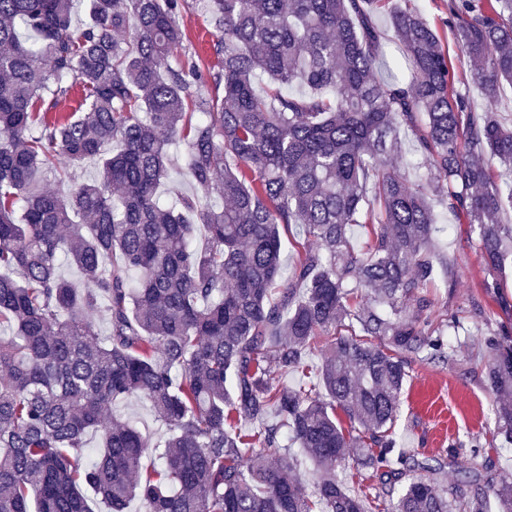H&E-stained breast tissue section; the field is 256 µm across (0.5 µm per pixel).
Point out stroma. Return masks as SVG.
Here are the masks:
<instances>
[{"instance_id": "1", "label": "stroma", "mask_w": 512, "mask_h": 512, "mask_svg": "<svg viewBox=\"0 0 512 512\" xmlns=\"http://www.w3.org/2000/svg\"><path fill=\"white\" fill-rule=\"evenodd\" d=\"M402 2L437 28L450 61L462 57V44L448 25V0ZM181 25L185 39L174 53L175 60L191 57L204 71H218V37L207 21L206 0H186ZM435 211L441 223L448 226L445 241L449 253L457 259V285L449 293L443 286L432 287L430 296L437 316L457 315L460 325L454 334L460 348L456 361L448 365L412 363L395 430L403 447L416 449L420 457L452 455V464L438 476L442 484L454 483L457 474L469 466L472 453L466 443L474 437L480 441V455L489 474L512 477V454L490 445L494 430L492 409L497 396L487 387L478 358L482 336L504 327L512 328V268L502 276L498 297L487 295L482 282L488 272L478 248L476 227L459 221L443 206H436ZM476 304L486 311V319L478 321L472 317L471 309ZM112 413L133 421L149 443H157L168 435L166 426L141 398H127L113 406ZM336 473L349 488L366 496L370 512H387V502L380 497L375 481L355 458H346Z\"/></svg>"}]
</instances>
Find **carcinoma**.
Returning <instances> with one entry per match:
<instances>
[{
  "label": "carcinoma",
  "instance_id": "1",
  "mask_svg": "<svg viewBox=\"0 0 512 512\" xmlns=\"http://www.w3.org/2000/svg\"><path fill=\"white\" fill-rule=\"evenodd\" d=\"M74 2L0 0V512H91L89 491L110 512H367L336 476L353 451L388 512H512V479L488 476L478 450L444 492L410 473L447 459H418L394 431L410 365L457 354L458 318L435 320L426 292L438 274L456 283L432 198L477 227L487 293L512 260V127L459 80L488 98L512 85V0H448L456 67L417 12L392 5L379 26L382 0H208L224 55L208 75L169 62L184 0H81L82 28ZM389 35L409 68L378 80ZM76 87L75 111L53 113ZM400 129L429 161L425 185L403 169ZM177 140L197 190L178 209L159 194ZM91 158L96 181L42 187ZM213 195L222 207L202 204ZM313 349L307 383L275 379L274 364L306 372ZM481 354L512 445V332ZM131 396L170 430L145 471L148 442L112 416ZM92 430L103 448L84 467ZM286 439L316 467L309 493Z\"/></svg>",
  "mask_w": 512,
  "mask_h": 512
}]
</instances>
